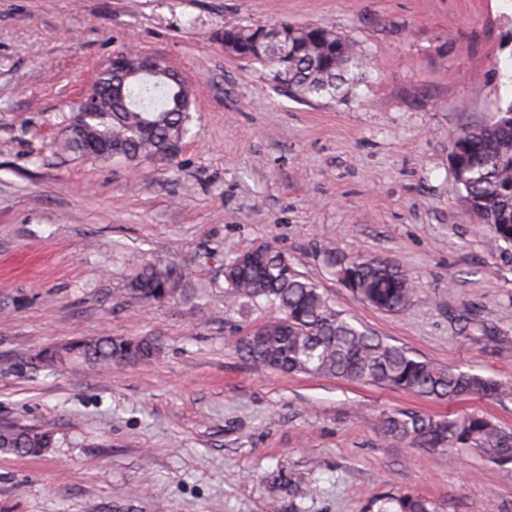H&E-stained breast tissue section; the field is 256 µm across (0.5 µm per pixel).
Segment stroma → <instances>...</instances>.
Segmentation results:
<instances>
[{
	"mask_svg": "<svg viewBox=\"0 0 512 512\" xmlns=\"http://www.w3.org/2000/svg\"><path fill=\"white\" fill-rule=\"evenodd\" d=\"M332 27L372 63L343 100L303 102L225 53L233 25ZM166 61L193 90L170 161L57 151L81 91L115 53ZM501 0H0V425L49 426L38 456L0 452V512H359L395 487L442 512H512L486 455L386 444L385 412L477 409L263 370L235 342L271 314L229 308L224 264L271 245L361 324L413 356L512 379V248L491 250L454 192L451 140L512 103ZM382 256L417 280L405 311L362 304L331 255ZM177 261L174 298L130 275ZM146 336L109 373L41 367L48 346ZM177 269L176 263H168L164 267H156L147 264L140 267L130 278L128 288L131 294H134L141 302L152 304L157 301V295L153 288H148L152 283L160 282L168 268Z\"/></svg>",
	"mask_w": 512,
	"mask_h": 512,
	"instance_id": "35a3bbf8",
	"label": "stroma"
}]
</instances>
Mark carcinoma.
Instances as JSON below:
<instances>
[{"mask_svg":"<svg viewBox=\"0 0 512 512\" xmlns=\"http://www.w3.org/2000/svg\"><path fill=\"white\" fill-rule=\"evenodd\" d=\"M262 27H224L222 39L239 50L240 58L268 67L273 78L296 98L339 101L363 82L367 61L352 43L332 28L312 24L291 26L277 44L255 50ZM100 81L106 84L93 112L76 106L68 117L64 148L96 159L129 161L173 159L188 134L191 93L173 81L124 79L122 67ZM455 187L466 213L493 232L497 248L512 247V104L489 124L458 130L449 154ZM338 280L362 303L399 313L416 295L413 277L395 262L379 257L329 256ZM178 264L140 267L129 280V292L152 304L150 285ZM227 299L263 304L274 320L258 335L239 340L235 348L255 366L289 374L334 377L448 402L466 398L501 400L512 397V380L485 377L420 360L389 343L356 319L309 280L279 250L259 244L224 265ZM156 352L145 337L81 339L54 345L39 353L46 366L85 362L110 369L128 361L148 360ZM382 438L407 448H470L487 454L512 477V429L478 410L453 417L394 411L377 422ZM46 428L0 426V451L38 455L50 447ZM361 512H440L426 498L399 490L368 500Z\"/></svg>","mask_w":512,"mask_h":512,"instance_id":"cac0c4a2","label":"carcinoma"}]
</instances>
